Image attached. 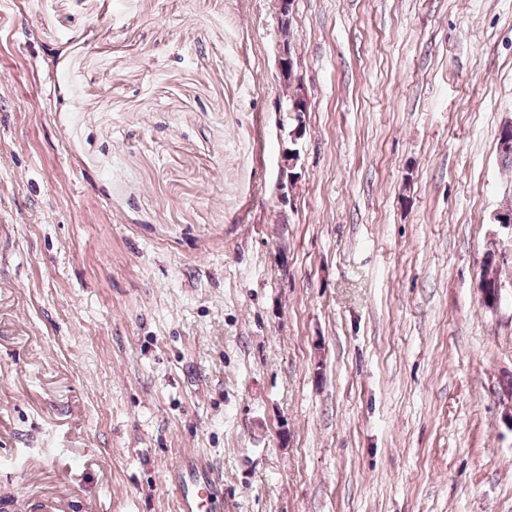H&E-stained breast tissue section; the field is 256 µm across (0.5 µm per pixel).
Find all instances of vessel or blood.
Returning <instances> with one entry per match:
<instances>
[{
    "mask_svg": "<svg viewBox=\"0 0 512 512\" xmlns=\"http://www.w3.org/2000/svg\"><path fill=\"white\" fill-rule=\"evenodd\" d=\"M168 479L175 487L181 505V512H205L211 499L222 487L203 456L185 454L168 472Z\"/></svg>",
    "mask_w": 512,
    "mask_h": 512,
    "instance_id": "vessel-or-blood-1",
    "label": "vessel or blood"
}]
</instances>
